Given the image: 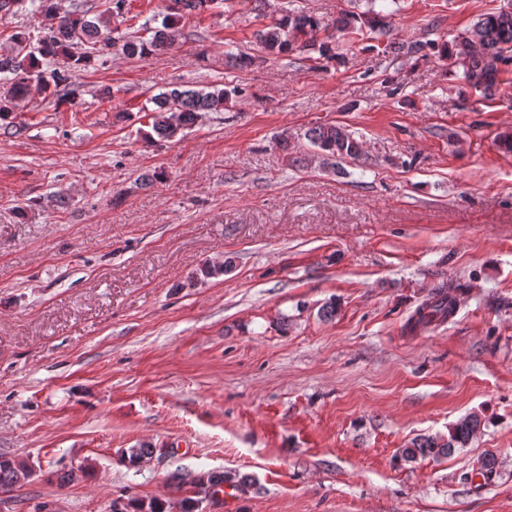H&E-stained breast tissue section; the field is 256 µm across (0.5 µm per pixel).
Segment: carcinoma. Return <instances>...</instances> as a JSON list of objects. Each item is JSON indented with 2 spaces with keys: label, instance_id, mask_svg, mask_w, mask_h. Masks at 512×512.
<instances>
[{
  "label": "carcinoma",
  "instance_id": "obj_1",
  "mask_svg": "<svg viewBox=\"0 0 512 512\" xmlns=\"http://www.w3.org/2000/svg\"><path fill=\"white\" fill-rule=\"evenodd\" d=\"M126 2L105 0V9L91 18L89 10L81 4L64 8L62 0H31L33 11L43 13L51 20V25L35 47L28 44L23 34H12L11 48L0 54V75L3 76L0 81V120L12 112L14 102L28 96L32 82H37L52 97L72 96V73L95 66L117 49L127 56L139 57L167 50L180 35L179 25L184 15L193 13L200 17L223 0H169L168 13L148 39L119 36L118 28L112 27V16L122 15ZM386 26L387 15L373 6L361 13L343 11L331 23L299 9L288 8L256 32L255 39L262 55L241 53L235 57V63L240 68H248L297 49L318 53L320 61L339 63L342 56L337 53L338 35L365 28L385 34L388 32ZM426 48L454 70L462 71V79L468 87L489 95L499 83L504 68L512 64V13H485L450 44H389V49L396 55L418 54ZM59 54L68 57L70 69L43 68L45 60ZM239 94L237 86L213 90L175 87L161 92L151 99L155 105L151 111L152 132L158 140L169 141L178 131L194 126L202 113L223 111L224 102ZM306 137L326 160H359L363 156L362 141L342 126H314L306 132ZM453 312L451 296L440 291L433 301L416 311L412 327L444 321ZM481 426L482 418L478 414L466 415L449 427L446 439L429 435L412 440L410 446L402 449L401 459L413 462L419 457H446L455 449L466 447ZM30 476L31 470L25 462L0 455L1 492L21 487ZM226 484L245 491L250 486V479L236 473L211 474L206 482L198 479L194 481V487L198 488L195 495L180 500L182 512H198L203 502L201 495H212ZM171 509V505L161 500L146 504L128 498L123 503V512H171Z\"/></svg>",
  "mask_w": 512,
  "mask_h": 512
}]
</instances>
